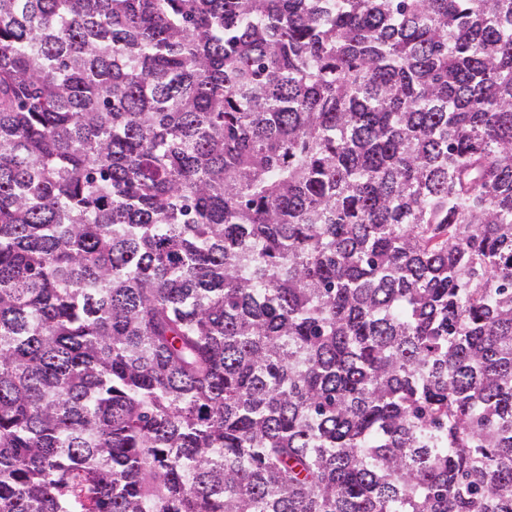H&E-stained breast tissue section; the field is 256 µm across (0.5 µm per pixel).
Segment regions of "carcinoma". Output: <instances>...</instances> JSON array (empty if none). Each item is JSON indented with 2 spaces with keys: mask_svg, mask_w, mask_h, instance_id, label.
I'll use <instances>...</instances> for the list:
<instances>
[{
  "mask_svg": "<svg viewBox=\"0 0 512 512\" xmlns=\"http://www.w3.org/2000/svg\"><path fill=\"white\" fill-rule=\"evenodd\" d=\"M0 512H512V0H0Z\"/></svg>",
  "mask_w": 512,
  "mask_h": 512,
  "instance_id": "carcinoma-1",
  "label": "carcinoma"
}]
</instances>
